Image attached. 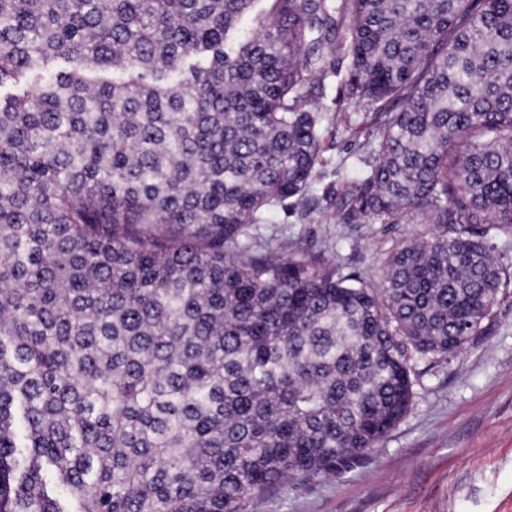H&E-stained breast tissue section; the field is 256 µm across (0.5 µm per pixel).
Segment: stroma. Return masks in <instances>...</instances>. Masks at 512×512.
<instances>
[{"mask_svg": "<svg viewBox=\"0 0 512 512\" xmlns=\"http://www.w3.org/2000/svg\"><path fill=\"white\" fill-rule=\"evenodd\" d=\"M362 123L327 127L304 204L284 202L246 237L271 251L322 254L378 286L386 254L418 224H344L336 190L360 176ZM411 410L341 475L284 482L247 512H512V292L489 330L426 374Z\"/></svg>", "mask_w": 512, "mask_h": 512, "instance_id": "obj_1", "label": "stroma"}]
</instances>
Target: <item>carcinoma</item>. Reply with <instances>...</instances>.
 Returning a JSON list of instances; mask_svg holds the SVG:
<instances>
[{"instance_id": "obj_1", "label": "carcinoma", "mask_w": 512, "mask_h": 512, "mask_svg": "<svg viewBox=\"0 0 512 512\" xmlns=\"http://www.w3.org/2000/svg\"><path fill=\"white\" fill-rule=\"evenodd\" d=\"M348 60L344 107L327 81ZM115 72L121 78L112 77ZM0 512H246L341 474L512 287V0H0ZM368 129L380 288L243 240ZM512 239V232L507 230H493L489 236V241L493 245V256L495 261L504 269L512 273V249L504 248L509 245Z\"/></svg>"}]
</instances>
